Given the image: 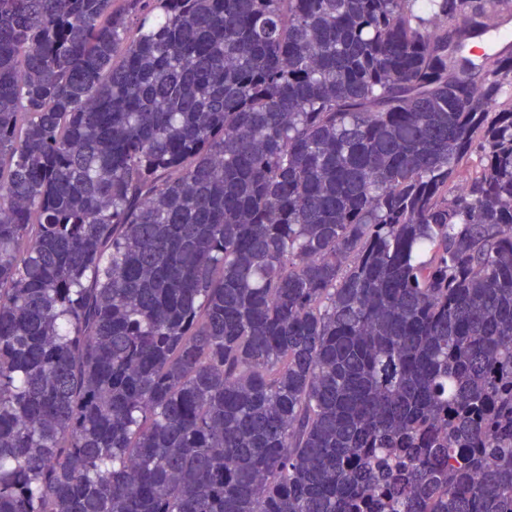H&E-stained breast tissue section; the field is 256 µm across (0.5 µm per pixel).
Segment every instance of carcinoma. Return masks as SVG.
<instances>
[{
	"mask_svg": "<svg viewBox=\"0 0 512 512\" xmlns=\"http://www.w3.org/2000/svg\"><path fill=\"white\" fill-rule=\"evenodd\" d=\"M512 0H0V512H512Z\"/></svg>",
	"mask_w": 512,
	"mask_h": 512,
	"instance_id": "obj_1",
	"label": "carcinoma"
}]
</instances>
